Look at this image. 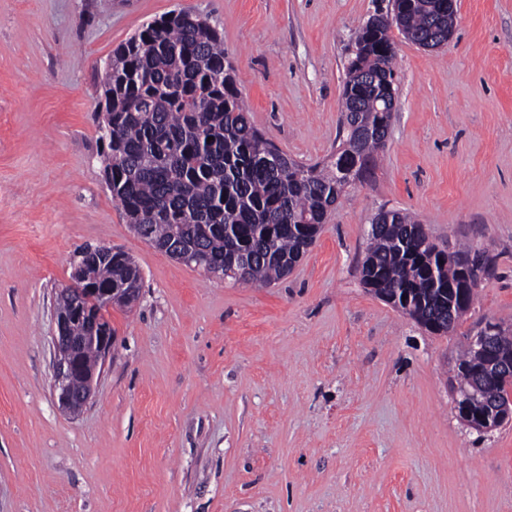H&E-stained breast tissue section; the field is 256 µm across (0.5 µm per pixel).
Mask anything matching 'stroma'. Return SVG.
<instances>
[{
    "mask_svg": "<svg viewBox=\"0 0 512 512\" xmlns=\"http://www.w3.org/2000/svg\"><path fill=\"white\" fill-rule=\"evenodd\" d=\"M389 0H0V512H512V423L463 425L450 370L512 321V0H456L424 49L392 31L395 118L371 179L265 288L204 276L131 230L103 174L104 64L145 24L200 15L266 138L338 147L356 36ZM469 241L495 271L433 334L361 282L379 210ZM86 244L126 251L138 302L76 415L53 391L56 294Z\"/></svg>",
    "mask_w": 512,
    "mask_h": 512,
    "instance_id": "stroma-1",
    "label": "stroma"
}]
</instances>
